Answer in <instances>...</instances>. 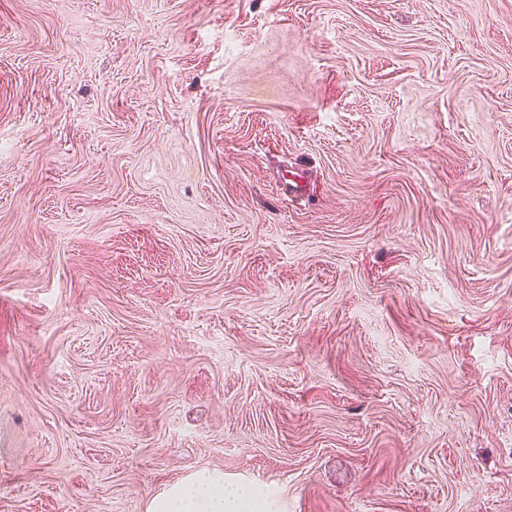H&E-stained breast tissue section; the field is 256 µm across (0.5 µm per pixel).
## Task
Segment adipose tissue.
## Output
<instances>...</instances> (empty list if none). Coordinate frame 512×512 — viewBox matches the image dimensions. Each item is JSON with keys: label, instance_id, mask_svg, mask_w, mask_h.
I'll return each instance as SVG.
<instances>
[{"label": "adipose tissue", "instance_id": "1", "mask_svg": "<svg viewBox=\"0 0 512 512\" xmlns=\"http://www.w3.org/2000/svg\"><path fill=\"white\" fill-rule=\"evenodd\" d=\"M259 495L251 486L225 484L223 473L203 470L159 498L150 512H253Z\"/></svg>", "mask_w": 512, "mask_h": 512}]
</instances>
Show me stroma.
Masks as SVG:
<instances>
[{"label": "stroma", "mask_w": 512, "mask_h": 512, "mask_svg": "<svg viewBox=\"0 0 512 512\" xmlns=\"http://www.w3.org/2000/svg\"><path fill=\"white\" fill-rule=\"evenodd\" d=\"M213 469L512 512V0H0V512Z\"/></svg>", "instance_id": "1"}]
</instances>
